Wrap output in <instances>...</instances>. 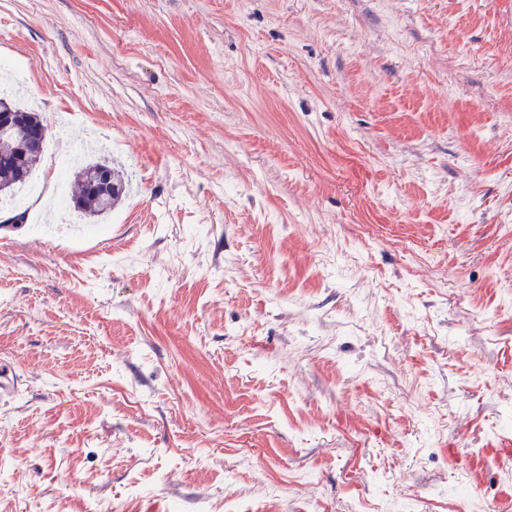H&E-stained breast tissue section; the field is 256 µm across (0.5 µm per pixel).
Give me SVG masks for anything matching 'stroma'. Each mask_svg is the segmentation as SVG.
I'll list each match as a JSON object with an SVG mask.
<instances>
[{
  "instance_id": "obj_1",
  "label": "stroma",
  "mask_w": 512,
  "mask_h": 512,
  "mask_svg": "<svg viewBox=\"0 0 512 512\" xmlns=\"http://www.w3.org/2000/svg\"><path fill=\"white\" fill-rule=\"evenodd\" d=\"M87 238L0 229V512H504L512 0H0ZM100 169L106 171L109 182L104 187L94 188L97 173ZM77 189L72 195L74 208L85 217L98 219L108 216L115 209L126 192V185L122 176L106 161L83 163L73 173Z\"/></svg>"
}]
</instances>
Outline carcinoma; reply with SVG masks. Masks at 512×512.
<instances>
[{
    "mask_svg": "<svg viewBox=\"0 0 512 512\" xmlns=\"http://www.w3.org/2000/svg\"><path fill=\"white\" fill-rule=\"evenodd\" d=\"M13 112L21 122L32 127L43 125L40 115L22 107L14 97L0 95V113ZM43 152L30 151L16 155L15 145L0 142V189H14L26 182L41 162ZM77 189L72 196L74 208L88 218L98 219L108 216L116 208L126 192L122 176L106 161L83 163L74 172Z\"/></svg>",
    "mask_w": 512,
    "mask_h": 512,
    "instance_id": "carcinoma-1",
    "label": "carcinoma"
}]
</instances>
